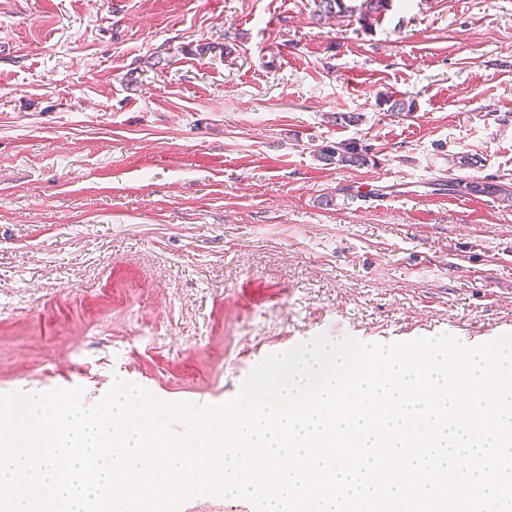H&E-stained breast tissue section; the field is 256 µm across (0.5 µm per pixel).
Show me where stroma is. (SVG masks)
Returning a JSON list of instances; mask_svg holds the SVG:
<instances>
[{
    "mask_svg": "<svg viewBox=\"0 0 512 512\" xmlns=\"http://www.w3.org/2000/svg\"><path fill=\"white\" fill-rule=\"evenodd\" d=\"M312 10L0 0V394L221 404L320 334H512V0ZM312 18L316 23L335 16L353 18L363 32H370L373 24L392 6L393 0H312ZM352 2H360L353 4ZM320 158L327 161H333L336 157V162L345 165L361 166L368 163V156L361 151L358 152L354 147H336L327 148L319 151Z\"/></svg>",
    "mask_w": 512,
    "mask_h": 512,
    "instance_id": "1",
    "label": "stroma"
}]
</instances>
